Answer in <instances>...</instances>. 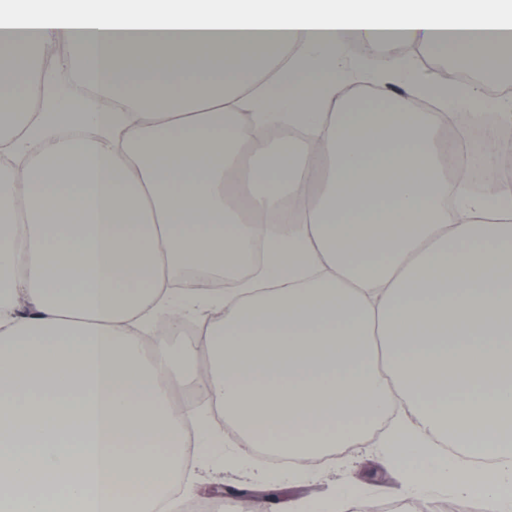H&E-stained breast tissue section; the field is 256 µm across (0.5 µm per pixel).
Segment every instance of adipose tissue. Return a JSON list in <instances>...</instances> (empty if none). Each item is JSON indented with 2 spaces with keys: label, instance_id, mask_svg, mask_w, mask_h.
Here are the masks:
<instances>
[{
  "label": "adipose tissue",
  "instance_id": "obj_1",
  "mask_svg": "<svg viewBox=\"0 0 512 512\" xmlns=\"http://www.w3.org/2000/svg\"><path fill=\"white\" fill-rule=\"evenodd\" d=\"M16 2L0 12V512H156L196 421L169 402L187 355L153 334L180 304L224 311L202 328L203 392L244 447L320 456L382 422L407 492L512 512V181L468 189L448 113L343 95L366 76L481 124L475 85L352 49L508 69L512 0ZM45 42L68 56L32 64ZM268 222L287 231L254 277L174 290L182 269L239 265Z\"/></svg>",
  "mask_w": 512,
  "mask_h": 512
}]
</instances>
